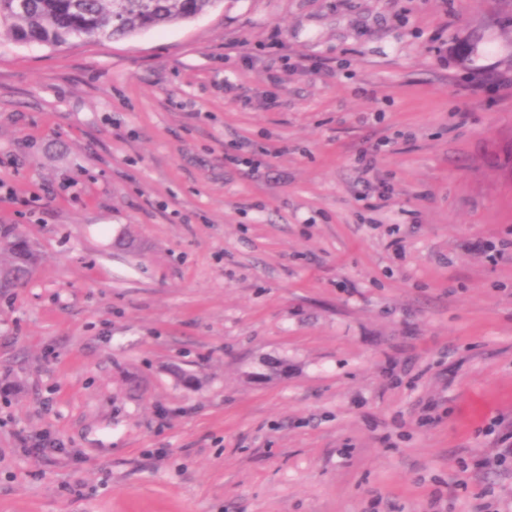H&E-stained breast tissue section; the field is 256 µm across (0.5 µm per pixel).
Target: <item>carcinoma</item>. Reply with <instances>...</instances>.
I'll use <instances>...</instances> for the list:
<instances>
[{
	"mask_svg": "<svg viewBox=\"0 0 512 512\" xmlns=\"http://www.w3.org/2000/svg\"><path fill=\"white\" fill-rule=\"evenodd\" d=\"M220 5V0H0V38L16 44L64 47L77 30L90 41H112L143 31L189 22ZM36 256L13 229L0 228V274L20 278Z\"/></svg>",
	"mask_w": 512,
	"mask_h": 512,
	"instance_id": "carcinoma-1",
	"label": "carcinoma"
}]
</instances>
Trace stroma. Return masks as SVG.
<instances>
[{
  "mask_svg": "<svg viewBox=\"0 0 512 512\" xmlns=\"http://www.w3.org/2000/svg\"><path fill=\"white\" fill-rule=\"evenodd\" d=\"M510 16L0 42V225L37 256L0 293V512H512Z\"/></svg>",
  "mask_w": 512,
  "mask_h": 512,
  "instance_id": "stroma-1",
  "label": "stroma"
}]
</instances>
